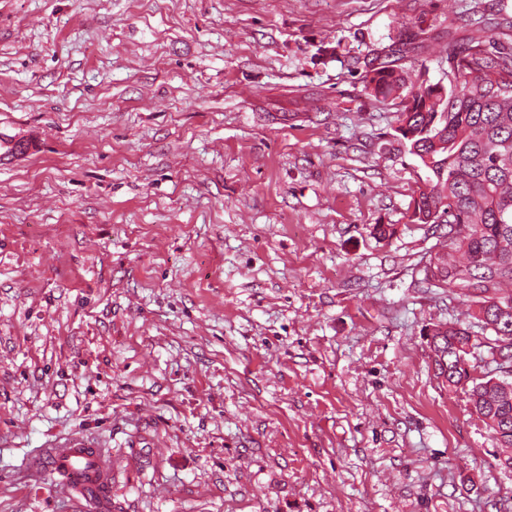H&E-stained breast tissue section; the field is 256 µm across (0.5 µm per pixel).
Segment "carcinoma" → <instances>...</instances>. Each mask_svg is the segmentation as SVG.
Segmentation results:
<instances>
[{
  "label": "carcinoma",
  "mask_w": 512,
  "mask_h": 512,
  "mask_svg": "<svg viewBox=\"0 0 512 512\" xmlns=\"http://www.w3.org/2000/svg\"><path fill=\"white\" fill-rule=\"evenodd\" d=\"M448 86L421 67L365 71V92L398 112L397 133L426 173L409 219L446 224L454 259L430 260L427 277L465 298L471 317L495 339L491 355L512 366V48L482 36L448 40ZM437 375L467 395L503 448H512V380L474 376L467 347L478 348L459 323L433 329Z\"/></svg>",
  "instance_id": "carcinoma-1"
}]
</instances>
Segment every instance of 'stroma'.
Here are the masks:
<instances>
[{
	"mask_svg": "<svg viewBox=\"0 0 512 512\" xmlns=\"http://www.w3.org/2000/svg\"><path fill=\"white\" fill-rule=\"evenodd\" d=\"M512 0H0V512H512L430 359L444 224L367 66L425 65ZM413 38L401 52L396 34ZM396 235L375 238L372 227ZM90 444L82 437L70 439L64 448H48L38 466L67 473L74 481L84 476L93 477L94 470L111 471L110 462L99 448H89Z\"/></svg>",
	"mask_w": 512,
	"mask_h": 512,
	"instance_id": "stroma-1",
	"label": "stroma"
}]
</instances>
